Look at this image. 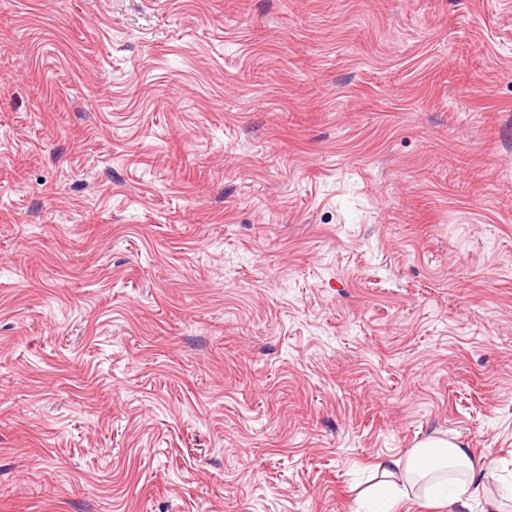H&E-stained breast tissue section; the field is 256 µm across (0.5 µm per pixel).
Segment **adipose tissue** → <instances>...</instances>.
<instances>
[{"label":"adipose tissue","instance_id":"ef3b65f1","mask_svg":"<svg viewBox=\"0 0 512 512\" xmlns=\"http://www.w3.org/2000/svg\"><path fill=\"white\" fill-rule=\"evenodd\" d=\"M388 479L390 493L379 512H393L416 488L442 500L453 512H468L484 486V469L475 467L465 448L444 440L418 445L406 459H388L377 465Z\"/></svg>","mask_w":512,"mask_h":512}]
</instances>
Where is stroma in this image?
I'll use <instances>...</instances> for the list:
<instances>
[{
  "label": "stroma",
  "instance_id": "stroma-1",
  "mask_svg": "<svg viewBox=\"0 0 512 512\" xmlns=\"http://www.w3.org/2000/svg\"><path fill=\"white\" fill-rule=\"evenodd\" d=\"M512 470V0H0V512H370ZM377 469L389 479L390 494L376 512H392L402 500H410L420 483L424 484L425 497L442 500L455 512L470 509L484 486V469H476L465 448L444 440H430L418 445L407 459L382 460ZM448 470L460 474L449 479ZM400 484V486L398 485Z\"/></svg>",
  "mask_w": 512,
  "mask_h": 512
}]
</instances>
